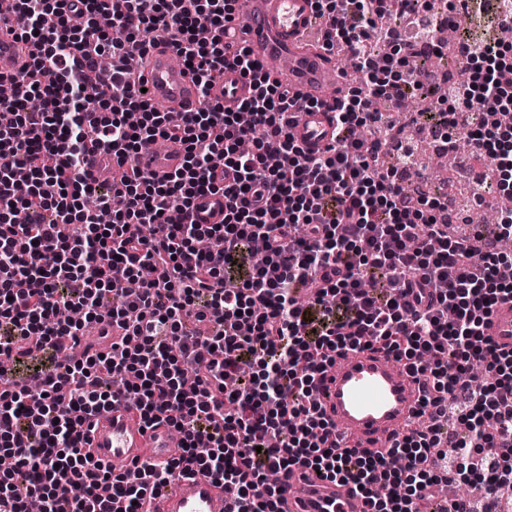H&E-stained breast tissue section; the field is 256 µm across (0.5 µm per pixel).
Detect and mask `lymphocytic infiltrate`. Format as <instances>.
Returning a JSON list of instances; mask_svg holds the SVG:
<instances>
[{"label":"lymphocytic infiltrate","mask_w":512,"mask_h":512,"mask_svg":"<svg viewBox=\"0 0 512 512\" xmlns=\"http://www.w3.org/2000/svg\"><path fill=\"white\" fill-rule=\"evenodd\" d=\"M23 21L26 73L0 102V361L49 354L37 388L0 387V506L24 512H147L173 477L199 472L233 490L232 512H278L280 477L298 468L359 486L367 512H432L438 480L480 482L479 497L448 512H512V351L483 329L512 301L499 268L512 256V209L493 231L453 237L439 199L413 196L386 163L393 114L404 98L434 97L422 66L393 82L373 69L370 32L381 17L389 47L415 57L441 17L470 15L475 0H313L328 50L344 49L361 79L335 99L336 144L304 152L288 128L296 102L246 48L228 51L239 0H13ZM170 46L208 98L225 65L252 94L237 108L156 110L130 55ZM461 78L442 103L448 143L466 135L479 170L475 196L503 194L512 173V42L455 49ZM99 107L85 106L87 87ZM178 141L183 162L158 177L139 168L142 148ZM112 153L123 206L98 223L84 201L110 191L85 172L91 147ZM223 192L224 221L196 224L195 200ZM203 239L219 247L203 251ZM263 243L264 263L253 260ZM80 310L76 322L60 310ZM120 330L109 350L82 344L90 324ZM81 356H73L75 346ZM379 346L421 386L418 422L388 451L339 448L318 413L316 381L333 355ZM483 383L465 381L472 364ZM145 423L166 422L182 453L138 476L95 463L85 423L123 399Z\"/></svg>","instance_id":"lymphocytic-infiltrate-1"}]
</instances>
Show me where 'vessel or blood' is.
Masks as SVG:
<instances>
[{
	"label": "vessel or blood",
	"mask_w": 512,
	"mask_h": 512,
	"mask_svg": "<svg viewBox=\"0 0 512 512\" xmlns=\"http://www.w3.org/2000/svg\"><path fill=\"white\" fill-rule=\"evenodd\" d=\"M11 0H0V73L18 68L16 34L20 28ZM318 18L313 0H240L233 45L246 46L263 65L281 64L282 78L301 103L289 128L294 141L307 152L324 150L336 138L332 92L340 82L333 60L310 49ZM147 99L169 112L203 107L186 68L174 64L164 45L151 47L145 58ZM214 98L225 107H236L250 95V83L232 67L214 88ZM179 145L145 146L139 163L162 175L179 167ZM89 170L101 183L112 181V155L99 148L89 154ZM199 224L224 221V196L199 197L191 211ZM485 334L499 348L512 349V301L499 303L489 317ZM316 399L331 425V439L342 448L381 449L404 433L419 408L421 393L403 363L379 347L359 349L337 358L329 367ZM87 450L95 462L129 464L135 461L164 465L181 452V436L166 423L145 427L128 402L95 414L90 420ZM231 501L208 477L176 476L169 490L154 499L151 512H229ZM283 512H366L363 499L349 485L322 480L314 472L299 471L284 484Z\"/></svg>",
	"instance_id": "1"
}]
</instances>
